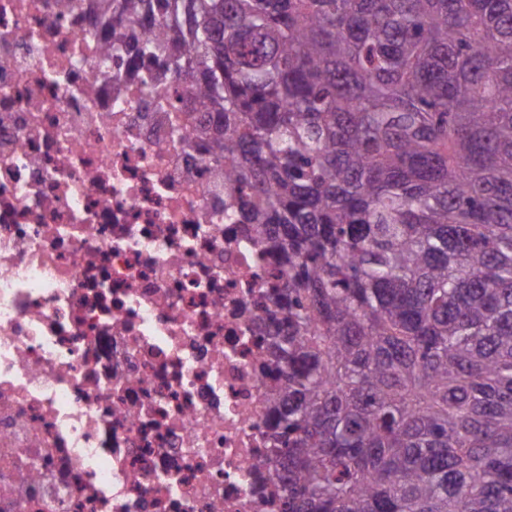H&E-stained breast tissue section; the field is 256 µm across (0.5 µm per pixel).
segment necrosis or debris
Here are the masks:
<instances>
[{"label":"necrosis or debris","instance_id":"4bbe7bcc","mask_svg":"<svg viewBox=\"0 0 512 512\" xmlns=\"http://www.w3.org/2000/svg\"><path fill=\"white\" fill-rule=\"evenodd\" d=\"M95 2L0 0V512H280L286 270Z\"/></svg>","mask_w":512,"mask_h":512}]
</instances>
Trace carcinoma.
I'll list each match as a JSON object with an SVG mask.
<instances>
[{"instance_id": "obj_1", "label": "carcinoma", "mask_w": 512, "mask_h": 512, "mask_svg": "<svg viewBox=\"0 0 512 512\" xmlns=\"http://www.w3.org/2000/svg\"><path fill=\"white\" fill-rule=\"evenodd\" d=\"M100 9L289 272L281 512H512V0Z\"/></svg>"}]
</instances>
